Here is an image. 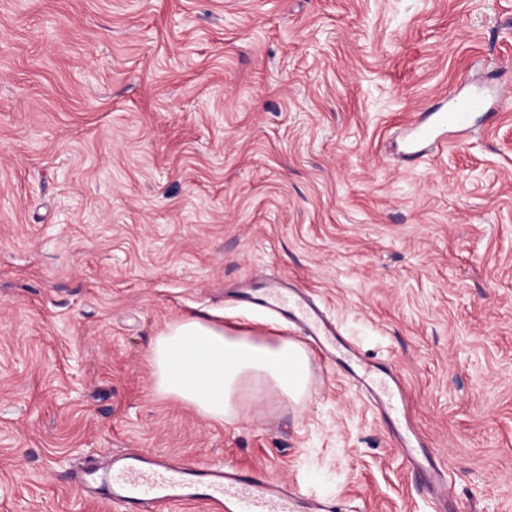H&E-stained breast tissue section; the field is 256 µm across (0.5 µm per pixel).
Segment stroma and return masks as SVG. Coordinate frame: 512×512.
I'll list each match as a JSON object with an SVG mask.
<instances>
[{"label":"stroma","mask_w":512,"mask_h":512,"mask_svg":"<svg viewBox=\"0 0 512 512\" xmlns=\"http://www.w3.org/2000/svg\"><path fill=\"white\" fill-rule=\"evenodd\" d=\"M477 85L512 89V0H0V512H110L64 476L115 448L429 512L320 365L231 425L154 393L177 320L294 337L225 300L277 277L399 371L457 512H512V106L395 147Z\"/></svg>","instance_id":"obj_1"}]
</instances>
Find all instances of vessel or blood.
I'll return each mask as SVG.
<instances>
[{
  "label": "vessel or blood",
  "mask_w": 512,
  "mask_h": 512,
  "mask_svg": "<svg viewBox=\"0 0 512 512\" xmlns=\"http://www.w3.org/2000/svg\"><path fill=\"white\" fill-rule=\"evenodd\" d=\"M478 111L490 119L497 114L477 92L434 112L431 122L416 124V137L434 141L438 130L445 128L465 134L472 113ZM237 299L276 314L297 330L313 360L326 368L344 369L353 382L368 390L391 428L396 452L432 512H451L454 499L448 469L406 422L399 379L390 367L370 363L312 294L293 287L288 279L247 283ZM68 485L111 512H164L172 504L195 506L200 512H336L335 501L304 495L297 483L272 478L261 469L191 465L138 448L81 458L70 472Z\"/></svg>",
  "instance_id": "b4317fda"
}]
</instances>
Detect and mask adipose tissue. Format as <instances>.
Segmentation results:
<instances>
[{
    "label": "adipose tissue",
    "mask_w": 512,
    "mask_h": 512,
    "mask_svg": "<svg viewBox=\"0 0 512 512\" xmlns=\"http://www.w3.org/2000/svg\"><path fill=\"white\" fill-rule=\"evenodd\" d=\"M150 361L157 394L219 424L235 422L254 393L264 390L297 407L310 393L311 358L300 342L228 331L198 318L168 325Z\"/></svg>",
    "instance_id": "1"
}]
</instances>
